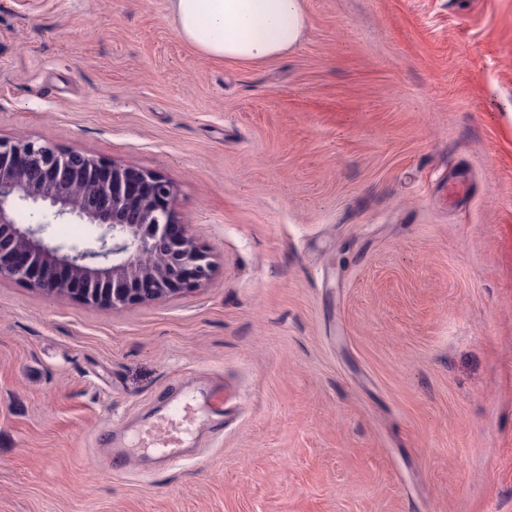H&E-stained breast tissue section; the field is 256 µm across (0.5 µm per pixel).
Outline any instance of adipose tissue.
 Returning <instances> with one entry per match:
<instances>
[{"label":"adipose tissue","instance_id":"adipose-tissue-1","mask_svg":"<svg viewBox=\"0 0 512 512\" xmlns=\"http://www.w3.org/2000/svg\"><path fill=\"white\" fill-rule=\"evenodd\" d=\"M169 20L198 54L247 63L285 55L306 26L301 0H169Z\"/></svg>","mask_w":512,"mask_h":512}]
</instances>
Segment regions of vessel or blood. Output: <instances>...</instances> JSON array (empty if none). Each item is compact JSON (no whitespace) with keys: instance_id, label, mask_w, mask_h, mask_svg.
I'll return each instance as SVG.
<instances>
[{"instance_id":"1","label":"vessel or blood","mask_w":512,"mask_h":512,"mask_svg":"<svg viewBox=\"0 0 512 512\" xmlns=\"http://www.w3.org/2000/svg\"><path fill=\"white\" fill-rule=\"evenodd\" d=\"M225 401L224 386L220 383L201 395L187 387L176 388L174 397L149 421L129 436L113 437V467L127 468L138 455L151 450L160 451L171 464L186 462L189 448L217 434L223 425Z\"/></svg>"}]
</instances>
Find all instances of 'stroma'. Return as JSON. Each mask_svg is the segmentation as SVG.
<instances>
[{
  "label": "stroma",
  "mask_w": 512,
  "mask_h": 512,
  "mask_svg": "<svg viewBox=\"0 0 512 512\" xmlns=\"http://www.w3.org/2000/svg\"><path fill=\"white\" fill-rule=\"evenodd\" d=\"M303 8L246 64L168 0H0V137L163 175L215 264L119 311L0 281V512H512V0ZM213 376L221 442L113 471Z\"/></svg>",
  "instance_id": "1"
}]
</instances>
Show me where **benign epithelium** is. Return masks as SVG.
<instances>
[{
  "instance_id": "1",
  "label": "benign epithelium",
  "mask_w": 512,
  "mask_h": 512,
  "mask_svg": "<svg viewBox=\"0 0 512 512\" xmlns=\"http://www.w3.org/2000/svg\"><path fill=\"white\" fill-rule=\"evenodd\" d=\"M164 176L26 136L0 138V281L112 310L195 290L214 262L174 206ZM36 217L19 221L22 208ZM47 224H90L79 246Z\"/></svg>"
}]
</instances>
